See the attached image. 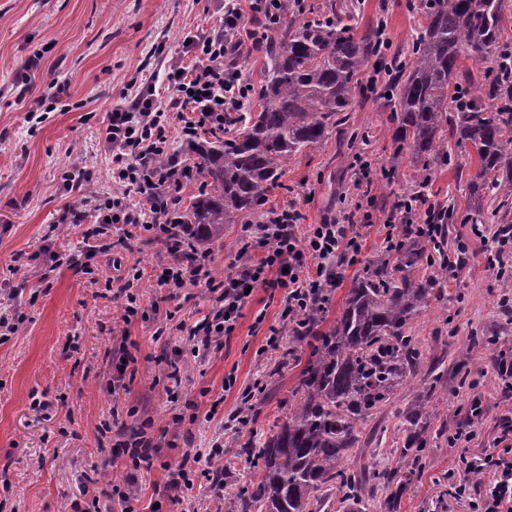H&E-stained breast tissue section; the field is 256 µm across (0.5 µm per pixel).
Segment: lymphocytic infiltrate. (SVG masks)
<instances>
[{"mask_svg": "<svg viewBox=\"0 0 512 512\" xmlns=\"http://www.w3.org/2000/svg\"><path fill=\"white\" fill-rule=\"evenodd\" d=\"M278 12L277 0H224V15L218 25L185 38L183 51L190 54L191 61L169 66L165 97H158L155 82L149 80L133 97L113 108L105 130V143L112 155L111 193L89 194L94 173L86 167L69 172L63 183L64 191L79 197L80 204L65 207L58 221L79 224L85 215H92L94 227L84 234L92 245L82 253L48 251L52 266L89 270L98 244L110 242L113 228L122 224L164 238L162 217L180 203L170 189L181 183L184 168L183 159L169 151L172 122H179L182 138L187 142L199 133H213L223 127L225 116L237 111L248 92L241 81L239 60L258 47L266 29L277 22ZM134 192L141 195L142 205L132 204L130 195ZM445 215V208L438 203L419 211L408 202L386 212V251H393L397 245L390 231L392 225L412 224L421 236L435 238L441 233ZM301 219L300 210L292 204L268 209L265 220L257 227L266 246L265 253L258 257L251 254L249 239H240L237 254L243 260L241 269L224 280L207 284L209 310L188 331L193 352L210 350L234 332L249 299V289H286L283 315L289 319L321 301L332 282L330 271L336 263L361 253L363 237L355 232L352 215L308 225L300 236L296 227ZM470 232L483 244L490 267L502 274L512 271L511 225H499L491 234L485 225L474 224ZM164 240L175 260L162 267L156 283L161 288L185 287L208 266L210 256L204 253L187 260L184 240ZM216 457L213 451L185 456L163 488L167 498L178 500L181 492L191 487L192 472L215 481ZM461 462L469 480L454 486L456 496L472 497L475 512H512L511 446L483 458L465 456Z\"/></svg>", "mask_w": 512, "mask_h": 512, "instance_id": "1", "label": "lymphocytic infiltrate"}]
</instances>
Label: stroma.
I'll list each match as a JSON object with an SVG mask.
<instances>
[{
  "label": "stroma",
  "mask_w": 512,
  "mask_h": 512,
  "mask_svg": "<svg viewBox=\"0 0 512 512\" xmlns=\"http://www.w3.org/2000/svg\"><path fill=\"white\" fill-rule=\"evenodd\" d=\"M380 1L364 0L362 24L385 22L392 51L409 54L425 23L421 0H384L383 11ZM221 15L219 0H0V316H26L18 332L0 343V512H71V503L89 494L99 497L105 512H123L129 503L136 512H239L236 497L216 493L202 477L178 505L161 488L186 452L216 446L234 452L226 480H241L253 466L241 446L271 435L288 411L299 371L283 360V346L266 344L271 331L288 334L285 289H257L232 336L207 354L193 355L178 328L206 314V278L235 271L241 225H225L223 240L208 247L205 278L181 289L157 286L156 274L170 256L145 231L132 247L97 255L89 275L51 268L41 255L47 245L64 253L82 242V227L69 226L63 236L54 230L63 208L80 203L62 192L73 167L94 171V191L112 190L103 147L109 112L149 76L163 75L185 36L209 30ZM59 81L66 82L65 93H58ZM42 100L53 102V111L41 122H26V113ZM396 126L386 102L357 92L341 130L287 160L267 206L296 204L309 224L342 216L356 199L362 160L371 161L374 184L390 182L398 193L410 189L411 159L395 175L387 173ZM449 153L448 163L433 166L425 195L461 212L466 198L457 174L468 157L454 147ZM384 211L383 202H376L374 226L356 224L365 246L338 267L328 290L331 312H338L368 263L386 257ZM137 271L142 312L129 317L122 300L102 297L101 282ZM445 291L446 314L429 311L413 322L425 358L440 363L444 378L430 396L418 378L397 392L367 427L365 458L380 465L393 461L401 435L398 413L413 401L426 400L431 411L445 401L465 406L473 382L483 415L464 452L430 436L426 467L401 492L394 512H472L467 499L450 494V480L466 477L458 457L498 451L504 424L512 419V389L494 376L490 362L471 367L465 378L453 364L475 334L512 347V310L499 306L501 296L512 293V280L488 268L474 241ZM154 305L159 316L144 319ZM125 349L135 357L137 372L112 393L110 362ZM173 362L182 371L175 401L165 392ZM229 373L237 381L228 391ZM36 398L45 409H32ZM146 421L161 449L153 468L139 470L129 457L112 458L113 444L129 439L131 425ZM117 488L128 500L114 497Z\"/></svg>",
  "instance_id": "1"
}]
</instances>
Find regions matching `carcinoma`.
<instances>
[{
    "mask_svg": "<svg viewBox=\"0 0 512 512\" xmlns=\"http://www.w3.org/2000/svg\"><path fill=\"white\" fill-rule=\"evenodd\" d=\"M336 14V0L306 20L293 0H283L280 18L264 40V75L257 92L260 110L224 120L226 138L188 148L191 167L208 191L169 223L190 245L224 238V225L246 223L280 185L283 160L321 143L337 128L358 87L361 70L374 61L386 74L381 88L398 125L389 160L398 169L404 153L422 163L421 194L431 180L430 163L448 158L445 140L477 161L467 178L465 224H512V46L500 43L512 8L506 0H426V22L408 60L380 61V32L356 33L357 10ZM494 66L473 84L460 69L462 58ZM404 225L394 264L376 261L352 282L339 315L325 324V303L288 321L292 347L301 361L288 413L256 449L257 465L233 491L239 512H311L330 488L353 505L344 512H370L378 494L395 503L400 487L426 465L428 425L424 406L403 415L397 465L345 466L363 428L400 387L423 375L434 387L441 375L422 369L424 357L412 321L430 307L448 308V232L429 244L410 238ZM492 342L472 336L455 359L457 370Z\"/></svg>",
    "mask_w": 512,
    "mask_h": 512,
    "instance_id": "1",
    "label": "carcinoma"
}]
</instances>
